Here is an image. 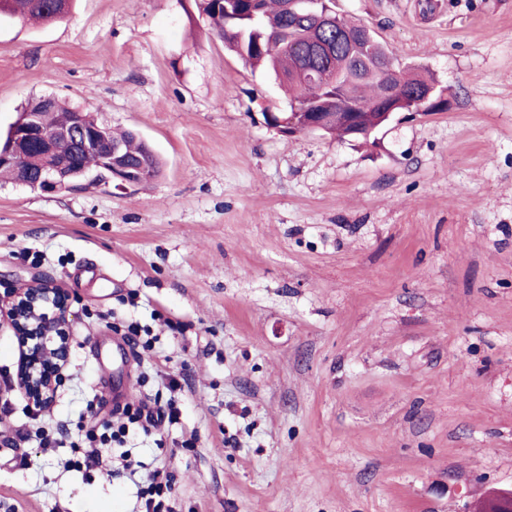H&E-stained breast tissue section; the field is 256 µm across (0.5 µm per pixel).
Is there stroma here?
I'll return each mask as SVG.
<instances>
[{
	"instance_id": "stroma-1",
	"label": "stroma",
	"mask_w": 512,
	"mask_h": 512,
	"mask_svg": "<svg viewBox=\"0 0 512 512\" xmlns=\"http://www.w3.org/2000/svg\"><path fill=\"white\" fill-rule=\"evenodd\" d=\"M336 10L433 75L445 110L365 140L282 135L265 115L289 96L195 0L0 21L1 133L52 95L161 162L125 191L0 180V296L37 279L71 295L67 378L41 416L0 328V498L19 512H134L125 451L166 467L172 512H469L512 491V0ZM132 321L152 347L120 379ZM147 398L177 421L103 449L111 475L72 467L91 417ZM42 421L67 444L43 447Z\"/></svg>"
}]
</instances>
